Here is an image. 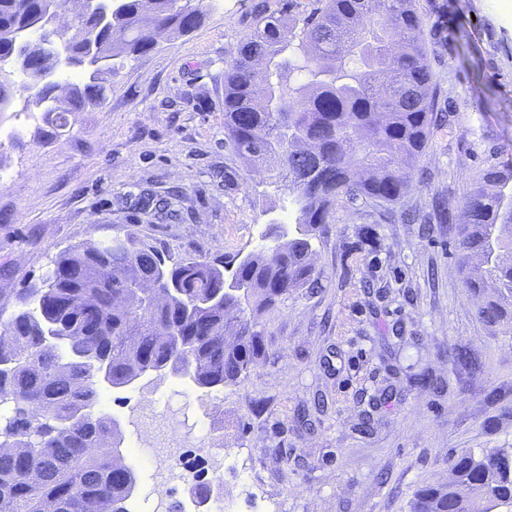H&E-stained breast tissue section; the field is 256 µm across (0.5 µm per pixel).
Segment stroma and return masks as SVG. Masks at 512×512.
<instances>
[{"instance_id": "obj_1", "label": "stroma", "mask_w": 512, "mask_h": 512, "mask_svg": "<svg viewBox=\"0 0 512 512\" xmlns=\"http://www.w3.org/2000/svg\"><path fill=\"white\" fill-rule=\"evenodd\" d=\"M219 0L112 77L106 100L46 124L17 93L0 117V312L56 256L136 232L176 258L249 252L283 195L224 137V69L256 6ZM445 120L397 204L338 200L318 279L260 317L269 354L207 421L224 444V512H409L459 448H512V332L475 316L453 227L483 172L512 165V0H416ZM173 194L157 219L143 191ZM440 197L447 220L431 208ZM465 354L453 364L449 352Z\"/></svg>"}]
</instances>
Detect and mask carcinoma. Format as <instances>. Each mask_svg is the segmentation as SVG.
I'll return each instance as SVG.
<instances>
[{
	"label": "carcinoma",
	"instance_id": "cac0c4a2",
	"mask_svg": "<svg viewBox=\"0 0 512 512\" xmlns=\"http://www.w3.org/2000/svg\"><path fill=\"white\" fill-rule=\"evenodd\" d=\"M172 0H124L104 18L87 17L54 47L32 51L20 87L0 83L14 102L31 92L46 122L106 100L112 74L154 48L157 30L183 35L199 16ZM42 0H0V65H14L19 41L38 32ZM413 0H312L297 21L288 9L263 16L224 69V130L251 168L282 191L294 227L243 256L171 259L132 232L61 252L22 308L0 320V404L14 405L0 427V512H130L135 472L113 459L122 434L98 412L95 364L123 386L153 372L191 374L207 392L232 387L267 357L258 317L312 282V241L336 201L397 204L442 121ZM86 74L61 83L60 63ZM457 230L461 264L479 271L466 287L482 295L486 327L512 328V169L491 166L468 197ZM155 293L139 287L157 271ZM58 343L47 344L48 334ZM488 465L471 449L448 454L451 479L424 484L410 512H512V448Z\"/></svg>",
	"mask_w": 512,
	"mask_h": 512
}]
</instances>
